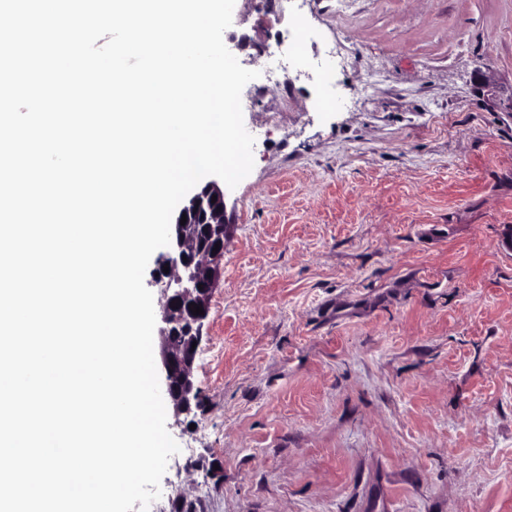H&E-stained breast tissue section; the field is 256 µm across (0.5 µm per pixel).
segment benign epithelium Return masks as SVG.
I'll return each instance as SVG.
<instances>
[{"instance_id": "7a95c632", "label": "benign epithelium", "mask_w": 512, "mask_h": 512, "mask_svg": "<svg viewBox=\"0 0 512 512\" xmlns=\"http://www.w3.org/2000/svg\"><path fill=\"white\" fill-rule=\"evenodd\" d=\"M185 224H180L181 215ZM210 225L211 234L202 240L199 220ZM232 219L227 214L225 193L214 181L206 183L189 197L179 210L171 235L169 251L162 256L159 269L163 302L160 304L159 336L166 393L178 414H190L199 405V392L193 382V365L200 330L210 312L211 296L218 288L224 271V247ZM203 288H198V285ZM202 307L204 314L190 311L191 304Z\"/></svg>"}]
</instances>
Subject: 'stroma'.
<instances>
[{
    "instance_id": "stroma-1",
    "label": "stroma",
    "mask_w": 512,
    "mask_h": 512,
    "mask_svg": "<svg viewBox=\"0 0 512 512\" xmlns=\"http://www.w3.org/2000/svg\"><path fill=\"white\" fill-rule=\"evenodd\" d=\"M274 2L148 512H512V0Z\"/></svg>"
}]
</instances>
